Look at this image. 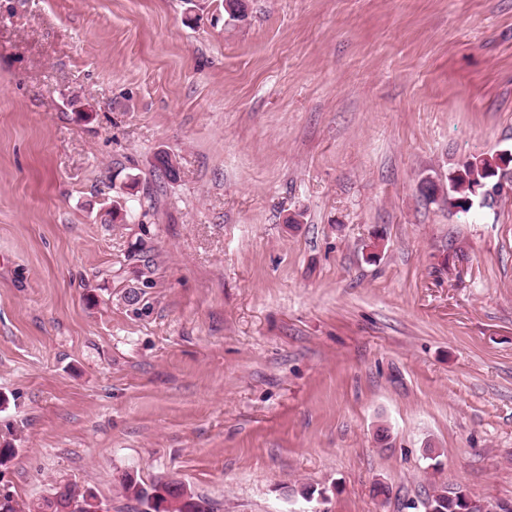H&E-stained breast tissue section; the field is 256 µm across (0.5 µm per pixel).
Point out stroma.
<instances>
[{
	"mask_svg": "<svg viewBox=\"0 0 512 512\" xmlns=\"http://www.w3.org/2000/svg\"><path fill=\"white\" fill-rule=\"evenodd\" d=\"M246 3L0 0V495L512 501V195L420 192L512 147V0ZM122 488L125 496L137 503L139 512H213L208 499L176 478H158L145 484L126 476Z\"/></svg>",
	"mask_w": 512,
	"mask_h": 512,
	"instance_id": "35a3bbf8",
	"label": "stroma"
}]
</instances>
